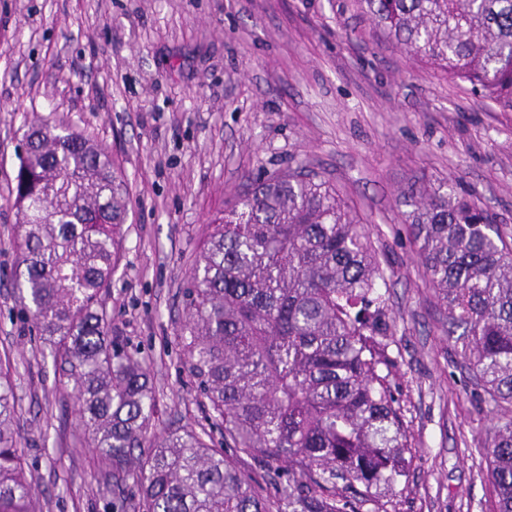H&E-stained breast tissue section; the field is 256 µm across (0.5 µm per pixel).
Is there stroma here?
Returning a JSON list of instances; mask_svg holds the SVG:
<instances>
[{
    "label": "stroma",
    "instance_id": "obj_1",
    "mask_svg": "<svg viewBox=\"0 0 512 512\" xmlns=\"http://www.w3.org/2000/svg\"><path fill=\"white\" fill-rule=\"evenodd\" d=\"M108 147L129 191L106 307L161 431L207 426L181 355L182 291L209 219L266 172L325 170L384 256L388 352L411 434L398 512H491V425L448 338L400 193L451 181L512 240V112L377 38L353 0H0V354L46 512H112L71 388L18 298L17 153L32 113Z\"/></svg>",
    "mask_w": 512,
    "mask_h": 512
}]
</instances>
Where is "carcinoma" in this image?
Instances as JSON below:
<instances>
[{"mask_svg": "<svg viewBox=\"0 0 512 512\" xmlns=\"http://www.w3.org/2000/svg\"><path fill=\"white\" fill-rule=\"evenodd\" d=\"M416 63L512 112V0H354ZM13 188L19 296L71 385L112 512H397L413 455L386 343L379 250L324 172L253 181L209 224L183 291L178 344L210 430L151 432L138 349L104 307L129 194L108 148L53 116L29 125ZM405 224L480 403L512 407V243L446 181L402 195ZM10 360H0V512H44ZM224 432V447L212 429ZM493 512H512V418L485 443Z\"/></svg>", "mask_w": 512, "mask_h": 512, "instance_id": "1", "label": "carcinoma"}]
</instances>
